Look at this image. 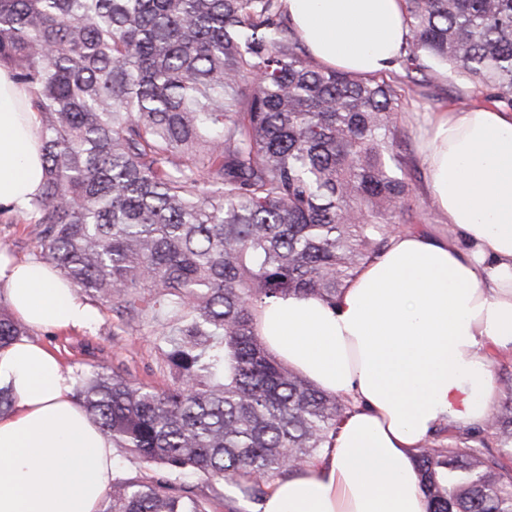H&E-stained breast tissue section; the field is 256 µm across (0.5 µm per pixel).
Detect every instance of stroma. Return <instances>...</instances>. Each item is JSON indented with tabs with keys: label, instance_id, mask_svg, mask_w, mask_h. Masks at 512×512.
<instances>
[{
	"label": "stroma",
	"instance_id": "stroma-1",
	"mask_svg": "<svg viewBox=\"0 0 512 512\" xmlns=\"http://www.w3.org/2000/svg\"><path fill=\"white\" fill-rule=\"evenodd\" d=\"M428 77L430 84L424 95L407 97L399 107L396 122L400 135L393 151L408 162L410 192L405 201L406 219L419 229L444 236L448 226L432 204L422 165L420 127L425 113L478 107L482 95L468 79L449 76L447 68L439 64H431ZM0 246L9 250L14 262L39 258L37 231L27 214L9 208L0 210ZM90 305L95 318L88 326L72 330L43 329L35 333L63 368L75 372L103 366L124 371L130 378L151 386L169 384L158 336L142 327L118 328L106 299H92ZM182 483L193 497L211 506L213 512H261L259 501L242 496L223 479L191 475L184 477Z\"/></svg>",
	"mask_w": 512,
	"mask_h": 512
}]
</instances>
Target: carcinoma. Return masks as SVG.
Listing matches in <instances>:
<instances>
[{
  "label": "carcinoma",
  "mask_w": 512,
  "mask_h": 512,
  "mask_svg": "<svg viewBox=\"0 0 512 512\" xmlns=\"http://www.w3.org/2000/svg\"><path fill=\"white\" fill-rule=\"evenodd\" d=\"M404 2L390 79L317 65L282 0H0V66L39 113L41 257L124 325L153 328L171 378L76 374L102 434L169 472L112 480L103 512H209L172 481L185 473L259 498L350 410L267 349L257 313L288 296L334 304L413 230L388 159L428 61L512 109V0ZM24 335L0 309V347ZM483 431L498 454L472 430L415 449L428 512H512V404Z\"/></svg>",
  "instance_id": "obj_1"
}]
</instances>
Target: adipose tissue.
Returning <instances> with one entry per match:
<instances>
[{
	"mask_svg": "<svg viewBox=\"0 0 512 512\" xmlns=\"http://www.w3.org/2000/svg\"><path fill=\"white\" fill-rule=\"evenodd\" d=\"M319 63L389 70L408 37L404 0H285ZM39 117L0 67V205L26 208L43 180ZM425 166L448 237L392 239L335 305L280 298L259 335L277 359L354 408L331 448L275 479L262 512H427L412 458L443 425L480 428L500 396L491 352L512 354V112L430 113ZM0 290L35 329L87 325L93 310L40 260L0 263ZM0 512H99L112 443L79 407L43 344L0 349Z\"/></svg>",
	"mask_w": 512,
	"mask_h": 512,
	"instance_id": "ef3b65f1",
	"label": "adipose tissue"
}]
</instances>
